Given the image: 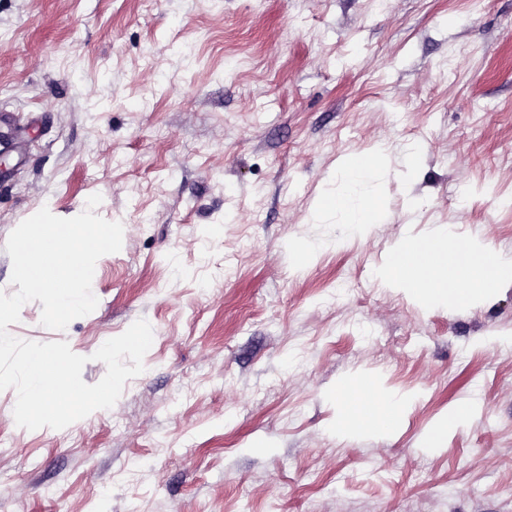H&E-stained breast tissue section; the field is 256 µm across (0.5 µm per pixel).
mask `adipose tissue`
Instances as JSON below:
<instances>
[{
	"mask_svg": "<svg viewBox=\"0 0 512 512\" xmlns=\"http://www.w3.org/2000/svg\"><path fill=\"white\" fill-rule=\"evenodd\" d=\"M371 167H363L357 158L345 164L346 185L328 196L329 211H349L351 223L366 227L379 223L382 210L372 192L363 191L374 180L386 159L384 150L370 153ZM512 274V255L487 245L479 236L465 239L460 247L448 246V232L408 241L395 249L384 268V277L412 291L427 303H464L487 296Z\"/></svg>",
	"mask_w": 512,
	"mask_h": 512,
	"instance_id": "obj_1",
	"label": "adipose tissue"
}]
</instances>
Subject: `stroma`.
Here are the masks:
<instances>
[{"instance_id":"1","label":"stroma","mask_w":512,"mask_h":512,"mask_svg":"<svg viewBox=\"0 0 512 512\" xmlns=\"http://www.w3.org/2000/svg\"><path fill=\"white\" fill-rule=\"evenodd\" d=\"M0 131V291L41 208L98 194L124 229L92 313L52 330L31 301L10 334L67 342L94 384L105 341L153 330L64 429L0 390V512H512V283L456 306L381 278L438 227L512 252V0H0ZM382 147L380 223L323 212ZM363 376L406 403L392 435L340 423ZM473 407L469 404H463L453 409L448 418L436 429H434L429 439L432 443L438 442L448 429L456 428L465 423L472 415Z\"/></svg>"}]
</instances>
